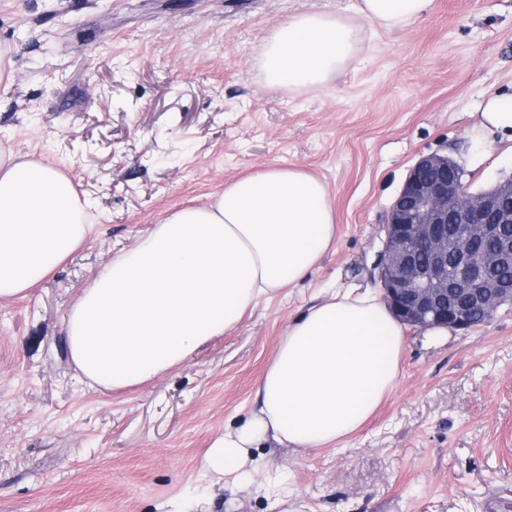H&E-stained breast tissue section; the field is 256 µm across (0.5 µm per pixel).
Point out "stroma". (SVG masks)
Listing matches in <instances>:
<instances>
[{
	"instance_id": "1",
	"label": "stroma",
	"mask_w": 512,
	"mask_h": 512,
	"mask_svg": "<svg viewBox=\"0 0 512 512\" xmlns=\"http://www.w3.org/2000/svg\"><path fill=\"white\" fill-rule=\"evenodd\" d=\"M356 0H0V147L72 179L92 225L25 297L0 301V512H512V304L441 346L406 327L398 384L347 443L252 449L250 480L201 470L289 322L324 290L376 288L389 207L420 157L471 191L512 176L490 96L512 94V0H435L400 31L361 22L325 87L274 90L263 46ZM272 165L322 180L336 238L308 278L156 380L91 385L64 345L82 288L171 212Z\"/></svg>"
}]
</instances>
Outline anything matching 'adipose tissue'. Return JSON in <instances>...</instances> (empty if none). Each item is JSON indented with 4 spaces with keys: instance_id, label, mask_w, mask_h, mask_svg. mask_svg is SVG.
<instances>
[{
    "instance_id": "adipose-tissue-1",
    "label": "adipose tissue",
    "mask_w": 512,
    "mask_h": 512,
    "mask_svg": "<svg viewBox=\"0 0 512 512\" xmlns=\"http://www.w3.org/2000/svg\"><path fill=\"white\" fill-rule=\"evenodd\" d=\"M432 2L358 0L353 19L296 15L267 41L266 82L325 86L359 53L357 20L397 31ZM88 230L68 176L0 148V300L46 278ZM334 235L328 190L302 168L237 179L209 205L171 213L83 288L64 318L70 356L105 391L149 382L305 279ZM405 348L402 322L374 290L327 293L288 325L255 382L254 410L210 444L203 471L245 475L251 449L267 441L307 451L346 440L395 389Z\"/></svg>"
}]
</instances>
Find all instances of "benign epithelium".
Listing matches in <instances>:
<instances>
[{
    "mask_svg": "<svg viewBox=\"0 0 512 512\" xmlns=\"http://www.w3.org/2000/svg\"><path fill=\"white\" fill-rule=\"evenodd\" d=\"M456 163L437 153L421 157L392 202L378 264L384 300L403 322L421 329L467 331L471 312L493 313L512 302V282L482 285L495 270L512 265V238H501L492 252H477L478 242L512 224V179L469 192L460 176L448 178ZM430 260L421 264L417 250ZM453 273H448V259Z\"/></svg>",
    "mask_w": 512,
    "mask_h": 512,
    "instance_id": "7a95c632",
    "label": "benign epithelium"
}]
</instances>
